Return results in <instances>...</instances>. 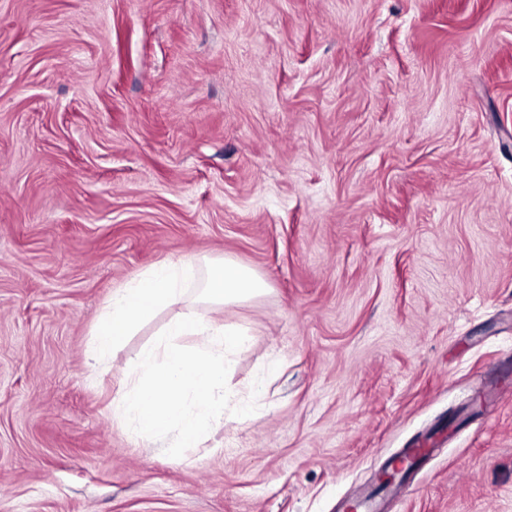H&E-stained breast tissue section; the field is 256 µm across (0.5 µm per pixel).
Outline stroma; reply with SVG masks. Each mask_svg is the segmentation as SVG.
<instances>
[{
    "mask_svg": "<svg viewBox=\"0 0 512 512\" xmlns=\"http://www.w3.org/2000/svg\"><path fill=\"white\" fill-rule=\"evenodd\" d=\"M184 257L268 290L96 359ZM192 309L257 409L172 458L112 407ZM511 388L512 0H0V512H512ZM197 274L193 259L155 264L112 291L94 329V349L106 356L158 310L182 299L188 281Z\"/></svg>",
    "mask_w": 512,
    "mask_h": 512,
    "instance_id": "stroma-1",
    "label": "stroma"
}]
</instances>
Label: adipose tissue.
Wrapping results in <instances>:
<instances>
[{
    "label": "adipose tissue",
    "instance_id": "obj_1",
    "mask_svg": "<svg viewBox=\"0 0 512 512\" xmlns=\"http://www.w3.org/2000/svg\"><path fill=\"white\" fill-rule=\"evenodd\" d=\"M196 274L194 260L168 261L143 270L124 287L113 290L94 329L96 354L106 356L141 322L181 300L187 282ZM267 288L266 281L256 272L234 260L224 259L208 265L203 295L207 303L218 308L255 298Z\"/></svg>",
    "mask_w": 512,
    "mask_h": 512
}]
</instances>
